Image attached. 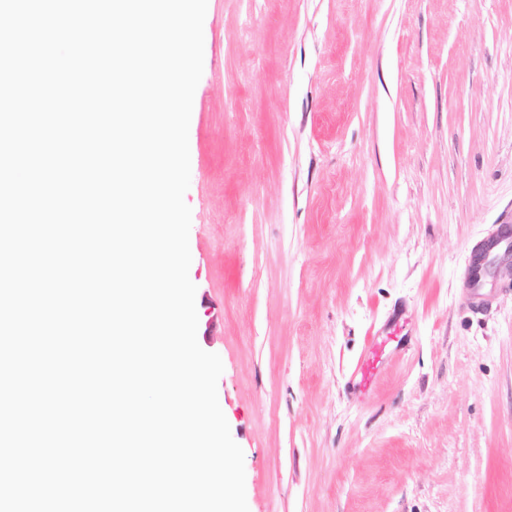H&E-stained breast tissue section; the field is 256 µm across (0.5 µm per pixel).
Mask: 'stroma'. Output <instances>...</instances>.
Wrapping results in <instances>:
<instances>
[{
	"instance_id": "35a3bbf8",
	"label": "stroma",
	"mask_w": 512,
	"mask_h": 512,
	"mask_svg": "<svg viewBox=\"0 0 512 512\" xmlns=\"http://www.w3.org/2000/svg\"><path fill=\"white\" fill-rule=\"evenodd\" d=\"M203 36L189 277L249 512H512V277L469 287L512 0H207Z\"/></svg>"
}]
</instances>
